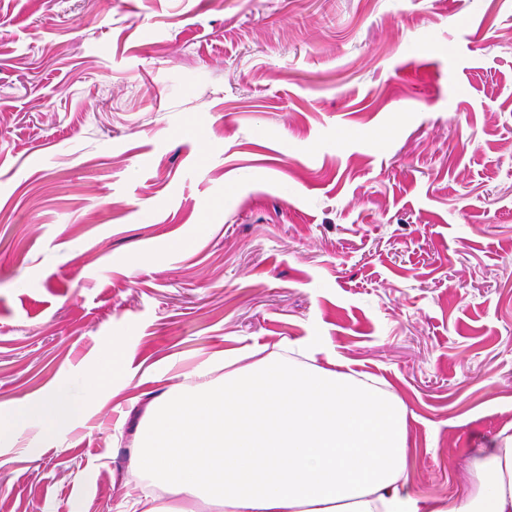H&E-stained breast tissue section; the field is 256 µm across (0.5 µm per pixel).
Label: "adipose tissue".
Returning a JSON list of instances; mask_svg holds the SVG:
<instances>
[{
    "label": "adipose tissue",
    "mask_w": 512,
    "mask_h": 512,
    "mask_svg": "<svg viewBox=\"0 0 512 512\" xmlns=\"http://www.w3.org/2000/svg\"><path fill=\"white\" fill-rule=\"evenodd\" d=\"M301 359L277 352L243 365L225 357L222 380L197 381L152 400L132 469L160 485L165 505L142 512H512V434L474 459L473 495L422 505L407 466V410L380 380L339 370L335 356ZM100 374L89 371L46 399L0 414V442L20 422L50 437L80 420L95 401Z\"/></svg>",
    "instance_id": "ef3b65f1"
}]
</instances>
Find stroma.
<instances>
[{
  "mask_svg": "<svg viewBox=\"0 0 512 512\" xmlns=\"http://www.w3.org/2000/svg\"><path fill=\"white\" fill-rule=\"evenodd\" d=\"M320 339L407 482L512 434V0H0V413L122 352L0 512H131L146 404Z\"/></svg>",
  "mask_w": 512,
  "mask_h": 512,
  "instance_id": "35a3bbf8",
  "label": "stroma"
}]
</instances>
